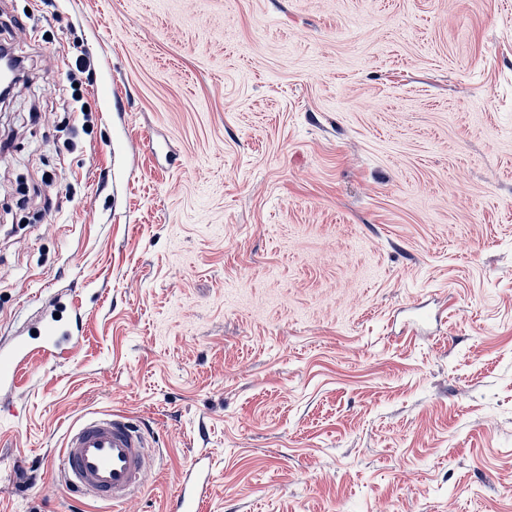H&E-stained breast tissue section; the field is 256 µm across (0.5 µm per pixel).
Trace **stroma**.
I'll use <instances>...</instances> for the list:
<instances>
[{
	"label": "stroma",
	"mask_w": 512,
	"mask_h": 512,
	"mask_svg": "<svg viewBox=\"0 0 512 512\" xmlns=\"http://www.w3.org/2000/svg\"><path fill=\"white\" fill-rule=\"evenodd\" d=\"M0 512L85 413L164 512H512V0H0ZM89 60L93 75L76 68ZM82 98H74V87ZM62 313L63 309L55 307L41 317L28 337L16 340L7 350H0L1 392L19 384L34 359L48 362L75 350L80 342L79 331L71 322L62 323ZM209 482L206 479L188 482L181 479L178 482L174 495L166 504V511L169 512H195L198 510V503L208 489Z\"/></svg>",
	"instance_id": "stroma-1"
}]
</instances>
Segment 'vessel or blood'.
<instances>
[{
    "label": "vessel or blood",
    "mask_w": 512,
    "mask_h": 512,
    "mask_svg": "<svg viewBox=\"0 0 512 512\" xmlns=\"http://www.w3.org/2000/svg\"><path fill=\"white\" fill-rule=\"evenodd\" d=\"M79 342L77 327L54 313L44 314L27 337L0 350V391L19 384L34 359H58L73 352ZM55 470L78 499L102 502L112 512H121L146 486L152 471L151 442L126 413L90 412L68 428ZM207 489L204 480H179L167 512H197Z\"/></svg>",
    "instance_id": "b4317fda"
}]
</instances>
